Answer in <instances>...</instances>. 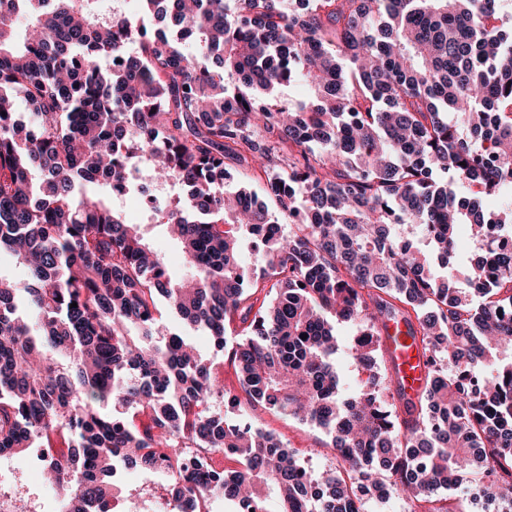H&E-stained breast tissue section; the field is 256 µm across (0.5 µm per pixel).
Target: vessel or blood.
I'll return each instance as SVG.
<instances>
[{"instance_id":"b4317fda","label":"vessel or blood","mask_w":512,"mask_h":512,"mask_svg":"<svg viewBox=\"0 0 512 512\" xmlns=\"http://www.w3.org/2000/svg\"><path fill=\"white\" fill-rule=\"evenodd\" d=\"M382 350L389 374L396 388L408 398H416L426 378V358L402 325H389L381 336Z\"/></svg>"}]
</instances>
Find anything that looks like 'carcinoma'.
<instances>
[{
    "instance_id": "cac0c4a2",
    "label": "carcinoma",
    "mask_w": 512,
    "mask_h": 512,
    "mask_svg": "<svg viewBox=\"0 0 512 512\" xmlns=\"http://www.w3.org/2000/svg\"><path fill=\"white\" fill-rule=\"evenodd\" d=\"M140 2L174 29L105 21L89 0H27L21 27L17 0H0V264L25 270L0 273V456L41 449L58 512H140L113 467L152 473L159 458L169 512H363L391 493L408 512H465L439 495L464 482L512 512V252L489 232L512 227L498 0ZM295 84L313 98L287 107ZM140 167L188 192L147 213L189 278L112 206ZM257 171L276 212L246 185ZM161 298L220 346L238 323L240 391L323 429L336 467L318 475L272 432L227 422L192 341L155 340ZM330 317L359 325L354 395ZM397 318L427 357L410 404L376 367ZM21 488L0 487V512H33Z\"/></svg>"
}]
</instances>
